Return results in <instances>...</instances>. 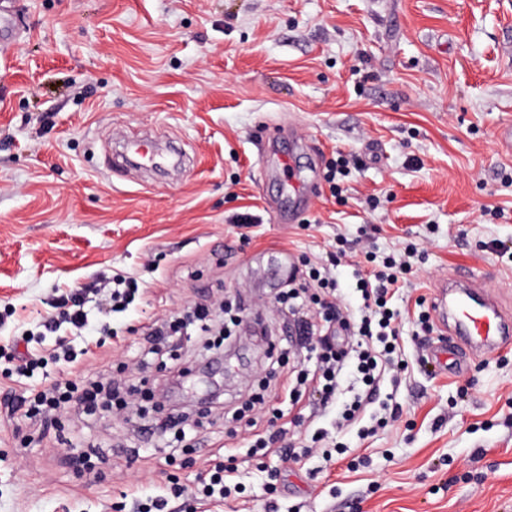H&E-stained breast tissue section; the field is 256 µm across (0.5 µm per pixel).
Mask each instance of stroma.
<instances>
[{"label": "stroma", "instance_id": "obj_1", "mask_svg": "<svg viewBox=\"0 0 512 512\" xmlns=\"http://www.w3.org/2000/svg\"><path fill=\"white\" fill-rule=\"evenodd\" d=\"M16 32L0 51V512H136L169 475L195 485L207 459L234 458L237 499L170 502V512H512V347L478 351L435 324L417 346L418 298L461 275L479 278L512 315V152L496 131L512 123V0H0ZM153 131L183 168H122L127 139ZM355 157L341 197L324 175ZM314 185L311 204L289 176ZM258 219L239 227V213ZM355 242L371 270L412 245L403 313L408 368L383 390L401 418L367 438L336 434L340 461L306 453L296 416H309L264 367L288 311L272 300L270 247L293 260ZM143 291L128 311L86 306L90 327L66 334L92 355L51 377L76 383L148 378L134 407L68 411L44 422L7 397L39 388L11 375L23 334L39 337L51 296L106 275ZM238 304L242 320L224 390L207 418L194 369L174 401L201 420L175 440L140 429L164 419L151 390L166 374L136 362L154 323L194 303ZM449 348L461 359L435 366ZM266 411L235 418L252 395ZM284 416L270 422L269 408ZM286 428L291 459L246 451ZM89 458L92 471L76 460Z\"/></svg>", "mask_w": 512, "mask_h": 512}]
</instances>
